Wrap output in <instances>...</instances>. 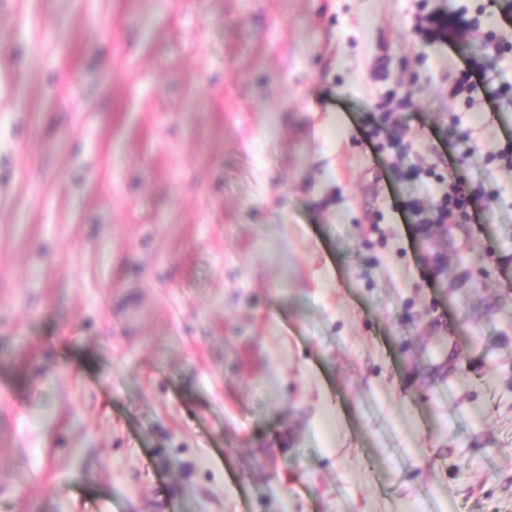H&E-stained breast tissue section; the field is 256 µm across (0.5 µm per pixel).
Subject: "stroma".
<instances>
[{
  "mask_svg": "<svg viewBox=\"0 0 512 512\" xmlns=\"http://www.w3.org/2000/svg\"><path fill=\"white\" fill-rule=\"evenodd\" d=\"M487 2L0 7V512H512V93L415 28ZM486 57L483 54L471 55L465 61V69L454 74L453 87L449 93L452 100L464 96V105L467 109L473 106V94L476 93L477 84L472 80L473 75L484 74ZM479 191L471 189V183L462 174L448 175V188L434 203L429 213H424L416 201L410 203L416 224H452L468 221L469 207Z\"/></svg>",
  "mask_w": 512,
  "mask_h": 512,
  "instance_id": "stroma-1",
  "label": "stroma"
}]
</instances>
